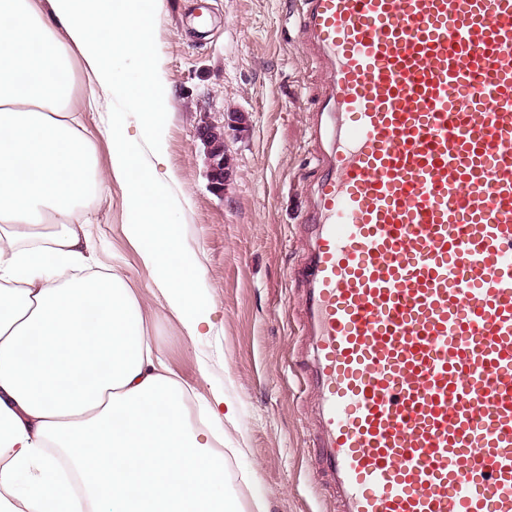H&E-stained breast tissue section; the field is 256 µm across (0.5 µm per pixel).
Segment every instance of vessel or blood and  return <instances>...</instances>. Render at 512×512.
I'll return each instance as SVG.
<instances>
[{"label": "vessel or blood", "mask_w": 512, "mask_h": 512, "mask_svg": "<svg viewBox=\"0 0 512 512\" xmlns=\"http://www.w3.org/2000/svg\"><path fill=\"white\" fill-rule=\"evenodd\" d=\"M310 384L342 512H512V0H302Z\"/></svg>", "instance_id": "obj_1"}]
</instances>
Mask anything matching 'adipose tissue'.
I'll return each instance as SVG.
<instances>
[{
	"label": "adipose tissue",
	"instance_id": "ef3b65f1",
	"mask_svg": "<svg viewBox=\"0 0 512 512\" xmlns=\"http://www.w3.org/2000/svg\"><path fill=\"white\" fill-rule=\"evenodd\" d=\"M157 3L0 0V512H44L64 467L80 482L74 512H242L224 497L223 454L187 422L138 288L123 265L98 270L90 232L91 201L123 185V232L153 275L156 314L201 339L196 265L153 165L117 132L99 165L69 80L78 57L109 91L116 59H136L160 155L165 89L128 17Z\"/></svg>",
	"mask_w": 512,
	"mask_h": 512
}]
</instances>
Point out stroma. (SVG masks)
Returning <instances> with one entry per match:
<instances>
[{
    "label": "stroma",
    "instance_id": "35a3bbf8",
    "mask_svg": "<svg viewBox=\"0 0 512 512\" xmlns=\"http://www.w3.org/2000/svg\"><path fill=\"white\" fill-rule=\"evenodd\" d=\"M211 17L198 29L187 0H161L151 16L152 45L168 97L155 172L174 203L184 243L199 277L195 300L206 337L189 343L177 322L149 328L170 367L201 394L224 391L235 422H223L222 445L235 480L228 496L263 500L268 512H338L328 476L320 472L315 392L306 385L301 341L302 285L292 277L307 257L302 219L320 176L310 114L323 78L300 39V0H206ZM73 95L94 100L104 132L98 160L109 166L106 130L113 114L126 121L129 145L141 143L138 91L110 93L72 67ZM245 116L242 137H228L233 176L211 191L204 148L195 137L202 116ZM92 228L104 264L128 266L144 304H152L150 272L126 240L124 187L111 185L94 205Z\"/></svg>",
    "mask_w": 512,
    "mask_h": 512
}]
</instances>
